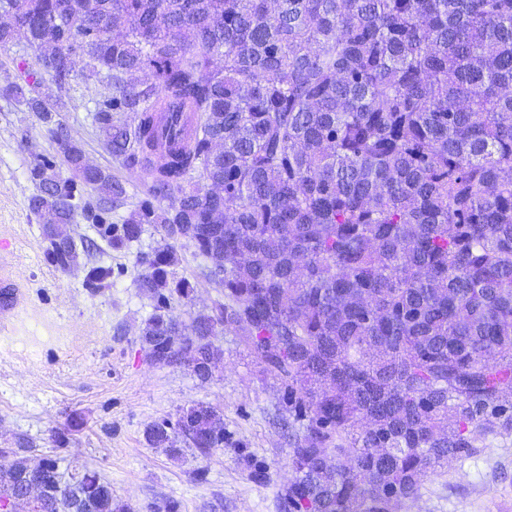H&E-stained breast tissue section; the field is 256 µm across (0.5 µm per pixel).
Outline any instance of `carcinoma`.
<instances>
[{"instance_id":"cac0c4a2","label":"carcinoma","mask_w":512,"mask_h":512,"mask_svg":"<svg viewBox=\"0 0 512 512\" xmlns=\"http://www.w3.org/2000/svg\"><path fill=\"white\" fill-rule=\"evenodd\" d=\"M0 0V46L39 67L85 61L107 93L93 120L129 182L71 140L35 158L31 210L67 270L81 215L115 248L163 232L140 288L156 302L150 359L216 368L210 337L239 336L277 378L293 430L288 512H398L452 461L512 435V0ZM0 87L57 134L62 98L39 71ZM126 112L133 122L122 121ZM188 115L161 146L158 117ZM112 201V209L100 207ZM224 260L223 301L188 327L166 315L181 260ZM91 265L85 282L109 284ZM224 447L192 404L146 439L178 457ZM60 456L29 501L28 449L0 452V512H122L112 485Z\"/></svg>"}]
</instances>
